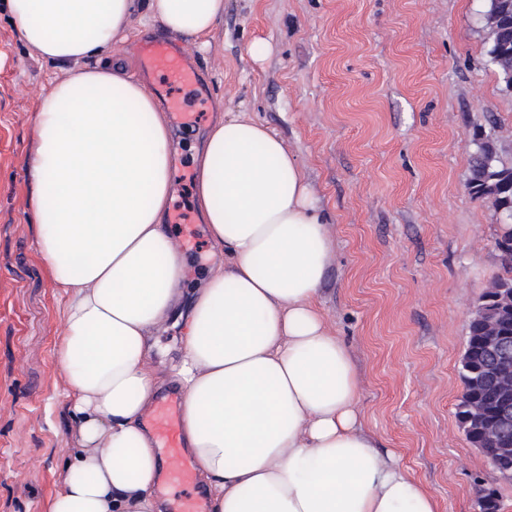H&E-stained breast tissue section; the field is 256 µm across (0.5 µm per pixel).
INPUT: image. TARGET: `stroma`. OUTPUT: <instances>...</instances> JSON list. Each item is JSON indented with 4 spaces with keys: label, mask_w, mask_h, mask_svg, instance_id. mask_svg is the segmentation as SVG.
<instances>
[{
    "label": "stroma",
    "mask_w": 512,
    "mask_h": 512,
    "mask_svg": "<svg viewBox=\"0 0 512 512\" xmlns=\"http://www.w3.org/2000/svg\"><path fill=\"white\" fill-rule=\"evenodd\" d=\"M488 0H224L206 40L184 37L200 89L176 85L187 113L167 222L184 259V292L210 266L195 205V151L218 112H247L284 141L329 221L336 248L320 289L328 323L352 353L358 407L382 452L437 499L477 512L503 480L460 429L459 359L470 308L504 272L491 200L465 186L489 120L512 162V92L485 56ZM134 0L126 32L90 68L138 75L132 42L145 25ZM256 40L268 52H247ZM28 46L0 12V512H48L69 420L54 353L59 290L42 261L29 205L35 116L56 79L76 70Z\"/></svg>",
    "instance_id": "obj_1"
}]
</instances>
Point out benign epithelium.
<instances>
[{
    "instance_id": "benign-epithelium-1",
    "label": "benign epithelium",
    "mask_w": 512,
    "mask_h": 512,
    "mask_svg": "<svg viewBox=\"0 0 512 512\" xmlns=\"http://www.w3.org/2000/svg\"><path fill=\"white\" fill-rule=\"evenodd\" d=\"M512 307V288L492 285L469 313V320L481 325L485 362L473 369L468 350H463L459 365L467 373L469 394L458 418L466 437L474 440L481 453L499 448L487 456L500 477L512 481V331L503 324L498 311Z\"/></svg>"
}]
</instances>
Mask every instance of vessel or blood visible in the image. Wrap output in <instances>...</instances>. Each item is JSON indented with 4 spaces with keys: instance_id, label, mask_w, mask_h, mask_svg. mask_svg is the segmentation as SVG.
<instances>
[{
    "instance_id": "b4317fda",
    "label": "vessel or blood",
    "mask_w": 512,
    "mask_h": 512,
    "mask_svg": "<svg viewBox=\"0 0 512 512\" xmlns=\"http://www.w3.org/2000/svg\"><path fill=\"white\" fill-rule=\"evenodd\" d=\"M137 56L141 72L153 78L151 90H165L176 82L192 84L197 79V64L188 57L179 40L171 35L140 41ZM179 413V398L168 396L158 402L152 417L158 446L167 461L164 481L177 501L174 512H206L204 503L189 490L195 466L182 448Z\"/></svg>"
}]
</instances>
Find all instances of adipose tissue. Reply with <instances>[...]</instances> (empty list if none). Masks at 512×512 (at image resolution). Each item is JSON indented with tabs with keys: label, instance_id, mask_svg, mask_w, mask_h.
<instances>
[{
	"label": "adipose tissue",
	"instance_id": "1",
	"mask_svg": "<svg viewBox=\"0 0 512 512\" xmlns=\"http://www.w3.org/2000/svg\"><path fill=\"white\" fill-rule=\"evenodd\" d=\"M44 58L106 52L133 0H7ZM224 0H149L146 22L195 38ZM29 160L36 245L63 298L56 364L73 422L49 512H161L162 459L143 423L158 391L184 394L183 436L212 512H439L364 429L348 348L319 289L335 249L318 198L279 136L249 113L214 119L195 157L213 263L192 294L165 223L170 127L130 75L57 79ZM185 329L152 365L151 338ZM183 327H168L154 337L152 353L153 365L164 367L173 357H177L184 348Z\"/></svg>",
	"mask_w": 512,
	"mask_h": 512
}]
</instances>
